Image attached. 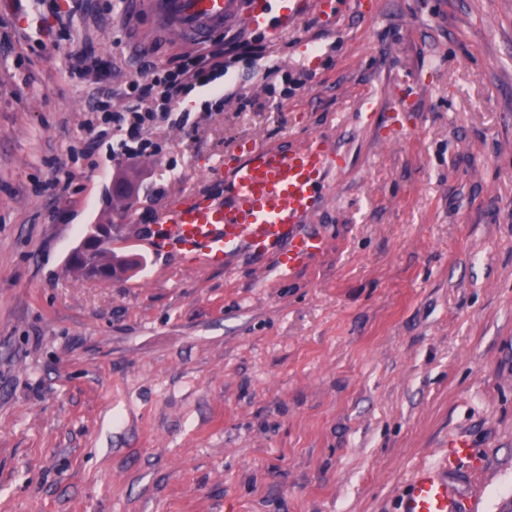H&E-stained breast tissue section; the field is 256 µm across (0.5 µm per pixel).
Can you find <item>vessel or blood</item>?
<instances>
[{"instance_id": "b4317fda", "label": "vessel or blood", "mask_w": 512, "mask_h": 512, "mask_svg": "<svg viewBox=\"0 0 512 512\" xmlns=\"http://www.w3.org/2000/svg\"><path fill=\"white\" fill-rule=\"evenodd\" d=\"M314 0H257L247 15L251 29L279 31L301 20ZM162 28L177 40L202 42L241 11L240 0H151ZM334 160L320 139L294 149L251 142L243 159L210 172L223 182V199H179L158 218L160 230L151 250L178 252L196 265L219 264L245 250L273 260L276 277L285 279L324 251L326 240L311 232L324 178ZM401 512H471L448 478L431 466L414 475Z\"/></svg>"}]
</instances>
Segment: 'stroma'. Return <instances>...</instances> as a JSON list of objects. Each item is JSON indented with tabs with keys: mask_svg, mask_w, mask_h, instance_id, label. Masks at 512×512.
I'll return each instance as SVG.
<instances>
[{
	"mask_svg": "<svg viewBox=\"0 0 512 512\" xmlns=\"http://www.w3.org/2000/svg\"><path fill=\"white\" fill-rule=\"evenodd\" d=\"M322 2L214 32L265 54L118 166L82 129L97 92L120 108L188 47L131 0H0V512H399L457 438L482 465L453 491L512 504V0ZM81 49L109 80L72 73ZM315 137L341 156L328 247L294 277L148 249L240 144ZM93 224L135 270H70Z\"/></svg>",
	"mask_w": 512,
	"mask_h": 512,
	"instance_id": "35a3bbf8",
	"label": "stroma"
}]
</instances>
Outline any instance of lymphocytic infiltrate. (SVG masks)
<instances>
[{
    "mask_svg": "<svg viewBox=\"0 0 512 512\" xmlns=\"http://www.w3.org/2000/svg\"><path fill=\"white\" fill-rule=\"evenodd\" d=\"M262 46L255 40L235 39L217 46L206 55L186 57L173 68L146 62L152 74L150 82L131 81L125 96L127 105L111 109L106 100H98L94 112L84 124L92 142L108 141L113 162L159 153L160 147L151 139L152 129L167 122L187 125L188 113H174L173 103L195 87L205 86L223 76L228 58L239 55L261 56Z\"/></svg>",
    "mask_w": 512,
    "mask_h": 512,
    "instance_id": "f902f5d3",
    "label": "lymphocytic infiltrate"
}]
</instances>
